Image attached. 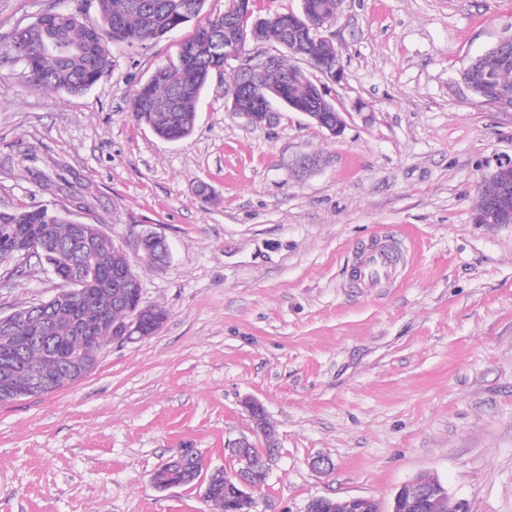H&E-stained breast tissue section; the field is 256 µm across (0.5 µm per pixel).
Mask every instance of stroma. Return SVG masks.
<instances>
[{
	"instance_id": "1",
	"label": "stroma",
	"mask_w": 512,
	"mask_h": 512,
	"mask_svg": "<svg viewBox=\"0 0 512 512\" xmlns=\"http://www.w3.org/2000/svg\"><path fill=\"white\" fill-rule=\"evenodd\" d=\"M60 11L100 20L99 0H0V39ZM195 28L112 44L111 72L80 96L0 66V210L68 206L21 157L58 161L95 196L73 219L105 208L127 253L143 232L171 250L159 268L133 262L167 313L156 334L105 346L55 392L0 403V512H214L195 488L160 491L150 476L179 448L230 473L238 439L264 450L247 399L279 437L256 512H305L319 496L386 503L421 474L467 512H512V224L475 220L477 184L512 161V112L460 79L512 34V0H342L329 32L338 136L287 110L248 125L227 110L222 72L186 139L134 121L135 91ZM299 154L322 164L295 176ZM377 236L401 241L407 267L360 295L348 266ZM56 283L35 259L0 266V315Z\"/></svg>"
}]
</instances>
